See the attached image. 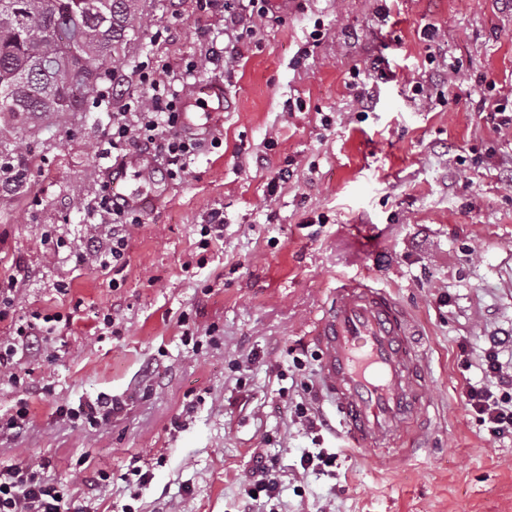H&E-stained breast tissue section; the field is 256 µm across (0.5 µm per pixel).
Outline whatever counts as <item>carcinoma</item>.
Returning a JSON list of instances; mask_svg holds the SVG:
<instances>
[{"mask_svg": "<svg viewBox=\"0 0 512 512\" xmlns=\"http://www.w3.org/2000/svg\"><path fill=\"white\" fill-rule=\"evenodd\" d=\"M146 0H0V112H80Z\"/></svg>", "mask_w": 512, "mask_h": 512, "instance_id": "carcinoma-1", "label": "carcinoma"}]
</instances>
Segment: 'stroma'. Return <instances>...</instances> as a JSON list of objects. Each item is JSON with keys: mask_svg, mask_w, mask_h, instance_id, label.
I'll return each mask as SVG.
<instances>
[{"mask_svg": "<svg viewBox=\"0 0 512 512\" xmlns=\"http://www.w3.org/2000/svg\"><path fill=\"white\" fill-rule=\"evenodd\" d=\"M224 2L156 0L84 111L0 113V162L27 174L0 186V279L17 280L0 337L33 312L62 316L19 348L23 385L0 376V416L28 411L0 436V467L43 464L61 512H248L261 455L279 486L259 512H512V440L467 415L461 393L482 373L459 366L460 344L476 362L512 334V128L484 112L512 98V0H271L235 58L210 62ZM163 63L180 92L223 79L227 110L180 177L158 157L150 180L128 173L158 201L124 263L103 268L85 253L112 241L92 216L108 128L141 66ZM215 209L224 230L203 250ZM363 275L393 291L427 352L434 429L387 468L344 448L306 334L337 280ZM101 396L121 403L107 423L61 414ZM302 406L327 426L308 428ZM322 448L335 466L304 472Z\"/></svg>", "mask_w": 512, "mask_h": 512, "instance_id": "1", "label": "stroma"}]
</instances>
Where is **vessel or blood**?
Segmentation results:
<instances>
[{
  "label": "vessel or blood",
  "instance_id": "obj_1",
  "mask_svg": "<svg viewBox=\"0 0 512 512\" xmlns=\"http://www.w3.org/2000/svg\"><path fill=\"white\" fill-rule=\"evenodd\" d=\"M226 91L217 80L194 83L182 100L178 128L203 135L210 131L200 115L224 110ZM152 161L139 156L110 169L111 184L128 172L147 173ZM319 353V375L336 403L350 447L376 451L404 432L424 434L426 359L415 341V325L382 288L342 281L311 323Z\"/></svg>",
  "mask_w": 512,
  "mask_h": 512
}]
</instances>
